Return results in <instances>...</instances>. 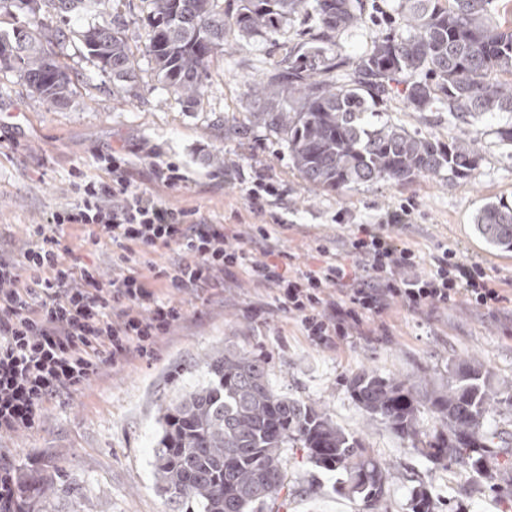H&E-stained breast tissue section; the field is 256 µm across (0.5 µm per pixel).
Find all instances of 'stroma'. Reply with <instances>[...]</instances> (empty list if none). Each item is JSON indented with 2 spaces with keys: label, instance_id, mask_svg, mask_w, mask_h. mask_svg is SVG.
<instances>
[{
  "label": "stroma",
  "instance_id": "35a3bbf8",
  "mask_svg": "<svg viewBox=\"0 0 512 512\" xmlns=\"http://www.w3.org/2000/svg\"><path fill=\"white\" fill-rule=\"evenodd\" d=\"M364 2L370 20L336 35V54L358 58L393 24L397 0ZM109 12L134 55L131 87L114 85L71 42L58 52L71 81L65 103L39 99L18 72H0V234L23 242L26 225L76 204L78 176L111 181V171L94 162L97 153L110 151L125 158L140 188L170 203L197 207L215 220L234 212L245 218L248 201L241 186L224 179L229 161L246 180L261 176L275 183L272 207L288 220L279 236L294 253L296 267L320 264L315 239L344 255V241L357 225L377 223L387 210L410 203V224L386 226L385 234L409 243L425 259L439 245L454 247L462 259L482 264L501 288L512 287V259L500 260L499 250L487 246L472 224L486 202L512 203V147L497 134L502 116L488 114L472 123L482 160L470 180L425 176L328 192L304 181L282 135L252 118L265 108L253 79L272 74L288 49L307 39L313 26L308 17L293 16L275 40L230 34L201 93L187 99L158 80L142 53L147 0H114ZM379 110L410 133L448 137L447 112L411 111L400 96ZM157 162L179 165L186 182L171 189L156 186L148 172ZM176 300L187 315L159 342L153 358L105 368L89 387L49 402L34 428L0 438V452L23 475L66 470L74 490L54 498L48 512H164L152 466L159 410L204 381L203 361L216 349L264 358L278 392L321 406L358 433L389 473L387 512H405L408 491L418 484L432 492L437 512H512V451L497 456V483L489 485L460 466L417 455L359 409L348 390L349 379L363 371L440 386L448 382L449 364L472 359L495 378L512 380V304L491 316L463 300L419 313L396 301L384 317L385 335H354L324 349L242 277L227 282L223 294L204 300L180 293ZM253 307L262 308L261 318L252 319ZM284 460V512H359L356 501L336 493L335 474L316 468L303 451L285 449Z\"/></svg>",
  "mask_w": 512,
  "mask_h": 512
}]
</instances>
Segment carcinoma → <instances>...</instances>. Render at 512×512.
Masks as SVG:
<instances>
[{"mask_svg":"<svg viewBox=\"0 0 512 512\" xmlns=\"http://www.w3.org/2000/svg\"><path fill=\"white\" fill-rule=\"evenodd\" d=\"M143 53L158 79L192 98L226 35L272 38L294 14L315 20L310 41L288 50L268 81L255 88L270 103L255 121L279 131L308 183L342 192L356 185L409 183L445 173L465 180L480 155L464 125L487 113L512 114V24L489 17L493 0H398L396 25L356 61L332 52L331 35L365 23L363 0H238L232 13L219 0H148ZM105 0H0L17 25L0 32V55L12 61L29 89L51 103L71 92L66 68L46 45L66 36L46 13L59 17L104 14ZM79 49L123 86L135 78L122 28L104 19L78 31ZM404 86V100L419 112L448 111V141L373 122L368 104ZM474 230L493 248L512 250V206L485 204ZM206 381L162 409L154 448L156 489L168 512H281L288 505L283 450L301 448L315 467L336 474L335 491L364 512L384 506L388 471L363 438L339 426L318 406L291 401L270 384L265 360L218 351L204 360ZM352 398L370 417L432 462L456 463L495 483L494 459L509 433L488 414L512 407V381L493 380L477 360L448 370V386L418 388L404 380L361 372L348 381ZM437 421L432 429L422 413ZM70 490L64 470L23 478L25 512H47L50 500ZM407 512H435L429 490H409Z\"/></svg>","mask_w":512,"mask_h":512,"instance_id":"cac0c4a2","label":"carcinoma"}]
</instances>
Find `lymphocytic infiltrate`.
Returning a JSON list of instances; mask_svg holds the SVG:
<instances>
[{
  "label": "lymphocytic infiltrate",
  "instance_id": "1",
  "mask_svg": "<svg viewBox=\"0 0 512 512\" xmlns=\"http://www.w3.org/2000/svg\"><path fill=\"white\" fill-rule=\"evenodd\" d=\"M99 160L112 170L111 183H75L77 204L27 225L23 247L0 239V436L33 428L47 402L85 389L105 367L151 357L186 316L168 299L171 290L220 293L226 280L244 275L329 349L394 300L413 313L461 299L494 313L506 300L482 265L448 245L426 262L366 224L347 240L352 264L331 257L318 238L322 264L295 268L293 254L278 245L284 219L267 215L273 183L253 181L247 196L255 221L231 233L198 209L138 188L123 174L124 159L107 153ZM71 226L88 245L111 244V281L80 258L64 261L61 238ZM160 248L170 250L168 262L140 270L141 257Z\"/></svg>",
  "mask_w": 512,
  "mask_h": 512
}]
</instances>
